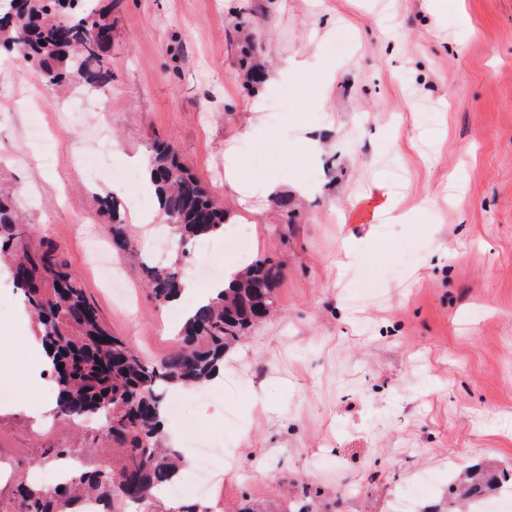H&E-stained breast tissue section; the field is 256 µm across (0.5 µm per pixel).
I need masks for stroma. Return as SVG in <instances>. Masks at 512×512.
<instances>
[{
    "instance_id": "1",
    "label": "stroma",
    "mask_w": 512,
    "mask_h": 512,
    "mask_svg": "<svg viewBox=\"0 0 512 512\" xmlns=\"http://www.w3.org/2000/svg\"><path fill=\"white\" fill-rule=\"evenodd\" d=\"M456 3L440 14L423 0H98L112 15L111 83L0 121V195L24 210L34 240L62 248L104 327L139 354H168L179 318L144 286L154 256L140 183L113 191L151 142H170L249 240L193 245L184 271L244 253L281 268L276 310L227 352L220 384L174 394L181 410L165 427L178 450L222 443L208 497L189 466L176 499L237 512L301 482L318 512H395L407 493L445 505L464 467L512 468V0ZM248 44L295 76L245 83ZM322 61L338 70L317 111ZM257 99L262 111H250ZM38 128L57 143L49 168L30 139ZM314 136L317 158L286 152ZM233 163L249 197L224 180ZM270 172L273 195L262 188ZM397 199L412 223L384 221ZM109 201L142 251L111 256L134 296L125 307L100 288L89 254V237H107ZM19 299L1 266L7 399L28 364ZM83 445L67 418L38 426L1 408L0 512L18 473L49 471L46 449Z\"/></svg>"
}]
</instances>
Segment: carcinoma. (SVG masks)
Returning a JSON list of instances; mask_svg holds the SVG:
<instances>
[{
	"label": "carcinoma",
	"mask_w": 512,
	"mask_h": 512,
	"mask_svg": "<svg viewBox=\"0 0 512 512\" xmlns=\"http://www.w3.org/2000/svg\"><path fill=\"white\" fill-rule=\"evenodd\" d=\"M92 2L69 0L66 7L62 0H0V46L38 70L52 91L78 82L103 88L112 81V72L103 65L112 48V23ZM146 165L176 247L224 233V209L170 144L153 142ZM101 218L111 231L112 250L132 252L125 225L111 216L107 203ZM2 254L11 257L12 284L34 313L52 354L58 413L78 425L96 418L106 428L103 434L98 427L85 428L89 447L70 480L49 489L19 477L13 512H80L79 505L88 499L105 502L106 512H209L198 503L169 505L158 495L160 488L174 483L181 465L179 453L162 447L161 415L170 390L207 381L231 345L274 311L278 265L268 258L246 263L231 287L188 316L178 346L149 360L104 328L61 248L31 242V228L14 202L0 197ZM183 278L174 264L148 267L149 298L158 305L170 302ZM99 444L110 445L112 459L99 456ZM488 487L483 474L467 472L448 486V502L472 504L475 490ZM308 496L305 488L303 498H286L274 506L245 499L237 512H312L304 501Z\"/></svg>",
	"instance_id": "carcinoma-1"
}]
</instances>
